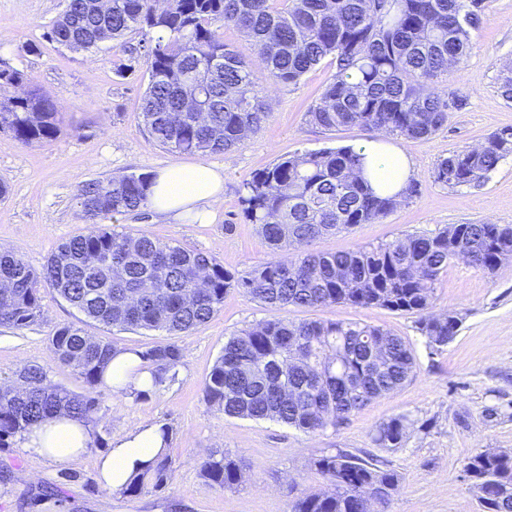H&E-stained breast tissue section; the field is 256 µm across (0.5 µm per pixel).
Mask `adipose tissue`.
<instances>
[{
    "mask_svg": "<svg viewBox=\"0 0 512 512\" xmlns=\"http://www.w3.org/2000/svg\"><path fill=\"white\" fill-rule=\"evenodd\" d=\"M364 174L380 192L396 193L410 181L413 166L400 149L383 147L379 140L364 143ZM224 172L208 164L170 163L158 170L149 196V206L164 220H181L196 210L215 214L224 201ZM106 386L141 391L152 380L151 367L143 366L134 352L118 348L105 368ZM95 444L92 424L67 415H57L32 426L19 436L21 448L51 461H65ZM168 442L162 426L143 424L113 440L109 451L99 460L100 481L118 491L139 474L144 464L165 453Z\"/></svg>",
    "mask_w": 512,
    "mask_h": 512,
    "instance_id": "ef3b65f1",
    "label": "adipose tissue"
}]
</instances>
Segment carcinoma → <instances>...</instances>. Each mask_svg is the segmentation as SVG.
Here are the masks:
<instances>
[{
    "label": "carcinoma",
    "instance_id": "1",
    "mask_svg": "<svg viewBox=\"0 0 512 512\" xmlns=\"http://www.w3.org/2000/svg\"><path fill=\"white\" fill-rule=\"evenodd\" d=\"M491 0H65L44 38L72 52L96 53L147 38L149 82L140 112L150 139L173 154L230 151L256 134L268 117L267 96L296 86L323 60L336 72L306 112L325 130L360 127L404 139L436 133L462 100L438 78L470 54L473 32ZM232 24L254 46L250 62L224 45ZM266 72V87L253 67ZM0 132L21 145L53 141L61 132L60 102L41 93L25 72L0 62ZM512 155V129L491 133L474 148L441 159L435 181L450 188L487 177ZM364 157L351 146L297 152L255 173L244 184L245 218L274 255L236 275L212 255L146 233L116 232L98 221L149 205L147 173L94 180L77 195L88 230L60 243L41 268L22 252L0 248V326L22 330L42 316V290L52 289L82 316L48 336L51 358L72 368L82 393L48 380L39 365L23 368L18 384L0 388V448L57 413L93 420L101 374L114 347L84 325L188 333L208 322L238 289L272 309L350 305L382 307L417 318L430 353L457 336L456 312L437 314L433 297L448 264L463 258L486 274L512 258L511 224H450L349 252L317 253L314 240L359 224H376L411 196L389 195L363 176ZM99 265L91 267L88 259ZM156 368L149 397L175 379L182 349L157 342L140 353ZM415 356L401 336L355 322L279 317L260 320L224 343L204 386L205 402L230 417L276 420L305 433L344 423L413 375ZM408 418L378 427L383 448L402 445ZM313 466L327 489L302 492L291 512H390L399 474L352 453L322 452ZM479 512H512V451L484 449L463 463ZM203 480L224 489L240 481V465L222 455L199 462ZM168 455L144 466L122 490L133 497L172 482Z\"/></svg>",
    "mask_w": 512,
    "mask_h": 512
}]
</instances>
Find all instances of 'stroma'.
I'll return each mask as SVG.
<instances>
[{
    "instance_id": "1",
    "label": "stroma",
    "mask_w": 512,
    "mask_h": 512,
    "mask_svg": "<svg viewBox=\"0 0 512 512\" xmlns=\"http://www.w3.org/2000/svg\"><path fill=\"white\" fill-rule=\"evenodd\" d=\"M63 8L64 0H0V60L32 76L62 104V132L53 141L24 146L0 133V184L7 187L0 197V245L20 250L33 267H41L61 241L86 231L76 199L85 183L153 174L178 160L223 168L224 203L211 219L161 221L147 209L106 220V227L176 242L215 256L231 272L247 273L273 254L243 214V186L252 175L295 152L356 147L370 139L357 127L327 131L307 121L308 108L336 71L325 60L295 88L272 94L268 119L242 145L221 154L174 157L149 138L140 114L147 85L143 57L108 44L91 56L45 40L46 26ZM474 41L461 66L443 79L462 99V108L428 138H387L413 161L415 194L380 223L321 237L313 250L350 251L451 224H512V156L471 186L452 190L434 179L440 159L512 128V102L500 91L503 74L512 69V0H494ZM120 62L132 65L123 78L115 74ZM433 309L463 318L455 340L435 354L410 315L380 307L280 309V317L291 321L343 320L383 328L409 341L416 356L415 373L400 388L341 425L307 434L272 420L227 417L205 403L203 388L225 341L272 314L230 291L209 322L176 337L184 360L174 382L147 399L104 391L92 422L96 447L64 463L27 453L15 442L0 449V512H290L297 493L326 487L312 458L337 450L385 461L401 475L390 512H477L464 460L485 448L512 450V259L490 275L451 262L435 290ZM42 310L31 328L0 327V380L16 378L34 364L45 367L52 383L82 390L73 371L53 362L48 349L52 329L77 321L79 314L49 289L42 293ZM88 332L133 352L167 338L158 331L104 326ZM401 415L409 420L403 445L378 446V426ZM144 423L168 429L175 476L165 489L127 497L99 482L98 462L113 439ZM211 453L239 461L238 484L219 490L203 481L197 462Z\"/></svg>"
}]
</instances>
